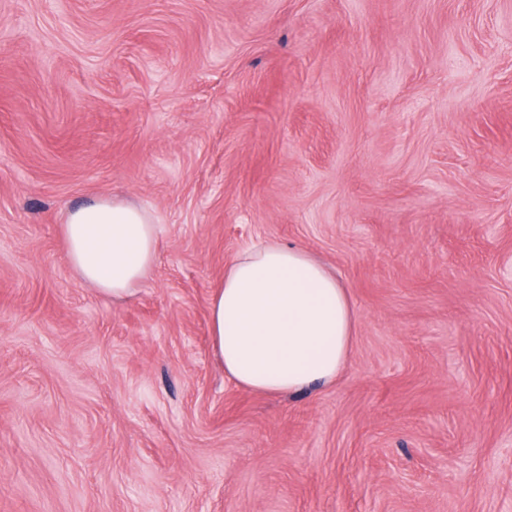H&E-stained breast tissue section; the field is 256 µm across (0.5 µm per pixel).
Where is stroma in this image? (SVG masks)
Returning <instances> with one entry per match:
<instances>
[{
	"mask_svg": "<svg viewBox=\"0 0 512 512\" xmlns=\"http://www.w3.org/2000/svg\"><path fill=\"white\" fill-rule=\"evenodd\" d=\"M112 195L123 301L63 252ZM260 241L347 288L336 382L225 377ZM0 512H512V0H0ZM62 234L77 276L115 301L127 298L156 260L157 224L146 210L116 196L70 210Z\"/></svg>",
	"mask_w": 512,
	"mask_h": 512,
	"instance_id": "obj_1",
	"label": "stroma"
}]
</instances>
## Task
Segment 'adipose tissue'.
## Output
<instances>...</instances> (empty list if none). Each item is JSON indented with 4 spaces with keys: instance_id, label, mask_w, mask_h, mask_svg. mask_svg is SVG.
<instances>
[{
    "instance_id": "adipose-tissue-1",
    "label": "adipose tissue",
    "mask_w": 512,
    "mask_h": 512,
    "mask_svg": "<svg viewBox=\"0 0 512 512\" xmlns=\"http://www.w3.org/2000/svg\"><path fill=\"white\" fill-rule=\"evenodd\" d=\"M62 234L77 276L115 301L127 298L156 260L157 224L116 196L70 210ZM356 324L335 274L306 250L276 242L240 252L210 305V335L225 376L262 395L334 382L348 362Z\"/></svg>"
}]
</instances>
